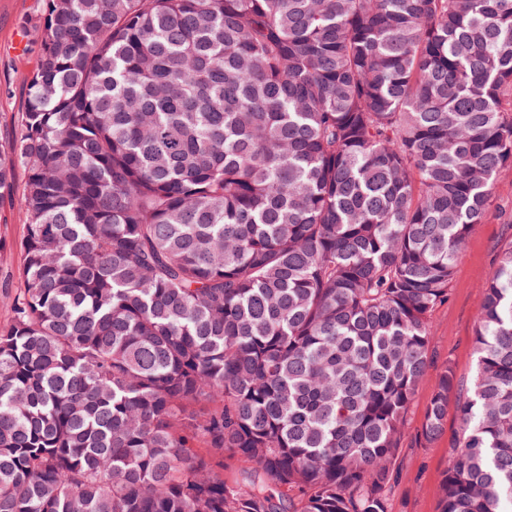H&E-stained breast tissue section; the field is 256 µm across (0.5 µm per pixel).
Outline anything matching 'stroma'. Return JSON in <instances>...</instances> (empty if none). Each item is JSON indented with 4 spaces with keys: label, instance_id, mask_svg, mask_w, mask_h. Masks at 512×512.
I'll list each match as a JSON object with an SVG mask.
<instances>
[{
    "label": "stroma",
    "instance_id": "1",
    "mask_svg": "<svg viewBox=\"0 0 512 512\" xmlns=\"http://www.w3.org/2000/svg\"><path fill=\"white\" fill-rule=\"evenodd\" d=\"M39 21V0H0V131L12 126L24 108L25 79L38 62L31 42ZM496 206L495 216L470 233L454 265L448 299L431 315V368L407 412L396 474L388 491L390 512H439L441 479L460 432L456 408H449L448 425L434 443H424L420 429L439 370L451 365L464 385L473 376L474 335L485 285L502 250L512 244V168L498 178ZM22 235L18 211L0 203V245L6 247L0 252V325L10 321L9 297L20 287L14 246Z\"/></svg>",
    "mask_w": 512,
    "mask_h": 512
}]
</instances>
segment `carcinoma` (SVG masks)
<instances>
[{"instance_id":"obj_1","label":"carcinoma","mask_w":512,"mask_h":512,"mask_svg":"<svg viewBox=\"0 0 512 512\" xmlns=\"http://www.w3.org/2000/svg\"><path fill=\"white\" fill-rule=\"evenodd\" d=\"M0 512H389L430 317L512 167V0H42ZM439 512H512V245ZM234 468L233 478L224 470Z\"/></svg>"}]
</instances>
